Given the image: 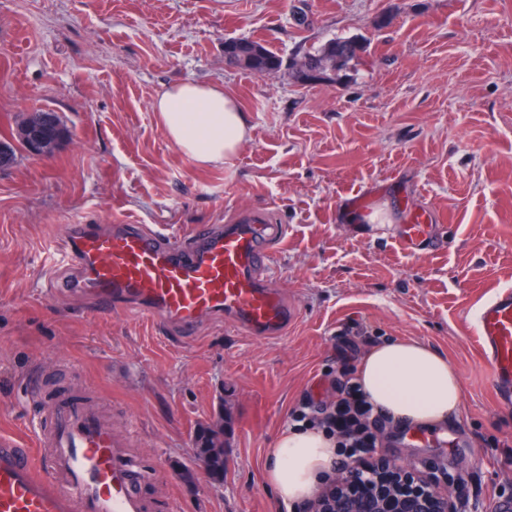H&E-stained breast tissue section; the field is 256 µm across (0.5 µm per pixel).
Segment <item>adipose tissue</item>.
<instances>
[{
    "label": "adipose tissue",
    "instance_id": "adipose-tissue-1",
    "mask_svg": "<svg viewBox=\"0 0 512 512\" xmlns=\"http://www.w3.org/2000/svg\"><path fill=\"white\" fill-rule=\"evenodd\" d=\"M161 125L186 155L201 165L231 163L248 139L246 118L222 86L184 81L153 101ZM358 381L376 408L402 425L433 428L457 417L462 383L447 354L412 338L373 346ZM337 447L324 432L287 428L267 454L265 480L277 501L294 506L332 468Z\"/></svg>",
    "mask_w": 512,
    "mask_h": 512
}]
</instances>
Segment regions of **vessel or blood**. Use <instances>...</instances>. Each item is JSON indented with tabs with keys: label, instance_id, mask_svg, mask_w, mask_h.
Listing matches in <instances>:
<instances>
[{
	"label": "vessel or blood",
	"instance_id": "vessel-or-blood-1",
	"mask_svg": "<svg viewBox=\"0 0 512 512\" xmlns=\"http://www.w3.org/2000/svg\"><path fill=\"white\" fill-rule=\"evenodd\" d=\"M286 236L263 211L235 224H198L172 236L146 224H71L60 255L73 269L56 291L100 307L130 308L185 336L204 316L254 336H278L296 317L273 284L270 263ZM432 217L415 210L397 243L414 254L432 242ZM501 402L512 403V289L496 290L474 317ZM145 473L93 405L60 399L37 418L32 446L0 437V512H149Z\"/></svg>",
	"mask_w": 512,
	"mask_h": 512
}]
</instances>
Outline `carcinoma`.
Here are the masks:
<instances>
[{"label": "carcinoma", "mask_w": 512, "mask_h": 512, "mask_svg": "<svg viewBox=\"0 0 512 512\" xmlns=\"http://www.w3.org/2000/svg\"><path fill=\"white\" fill-rule=\"evenodd\" d=\"M248 43L253 46V50L245 61L239 57L238 45L224 43L225 61L255 75L274 72L282 67L283 61L278 54L251 39ZM366 53V43L352 37H336L305 52L302 59L308 67V83L316 84L322 80L335 82L349 76V72L357 63L363 61ZM196 454L206 462L212 475H224V449L217 447L214 441L211 440L206 447L197 449Z\"/></svg>", "instance_id": "cac0c4a2"}]
</instances>
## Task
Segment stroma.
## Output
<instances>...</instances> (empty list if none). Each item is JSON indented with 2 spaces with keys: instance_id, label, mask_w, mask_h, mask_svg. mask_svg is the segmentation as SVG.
<instances>
[{
  "instance_id": "stroma-1",
  "label": "stroma",
  "mask_w": 512,
  "mask_h": 512,
  "mask_svg": "<svg viewBox=\"0 0 512 512\" xmlns=\"http://www.w3.org/2000/svg\"><path fill=\"white\" fill-rule=\"evenodd\" d=\"M240 37L283 67L226 65L224 41ZM334 37L364 39L367 63L344 83L300 82L293 59ZM184 80L221 85L243 109L251 137L232 166L196 164L159 124L156 95ZM35 108L69 136L0 170V432L25 438L68 392L130 428L141 465L162 463L152 512H288L265 482L267 450L299 401H329L358 323L370 343L446 353L463 385L453 422L390 427L382 454L455 478L477 512L512 504V405L467 329L512 287V0H0V133ZM260 207L288 228L271 264L297 310L286 334L205 317L184 339L43 289L66 274V225L182 234ZM420 208L445 245L413 255L394 227ZM211 428L224 434L219 481L196 456Z\"/></svg>"
}]
</instances>
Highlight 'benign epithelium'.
Wrapping results in <instances>:
<instances>
[{
  "instance_id": "benign-epithelium-1",
  "label": "benign epithelium",
  "mask_w": 512,
  "mask_h": 512,
  "mask_svg": "<svg viewBox=\"0 0 512 512\" xmlns=\"http://www.w3.org/2000/svg\"><path fill=\"white\" fill-rule=\"evenodd\" d=\"M28 153L53 154L64 135L54 114H29L23 126ZM311 512H477L457 495L441 487L438 476L413 464H401L379 455L375 467L353 464L338 470L335 489L318 496Z\"/></svg>"
}]
</instances>
